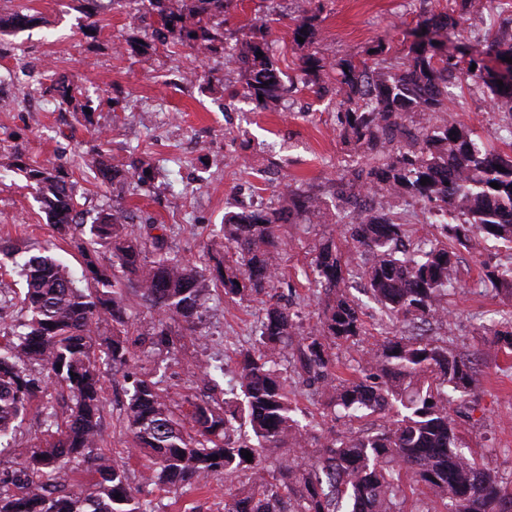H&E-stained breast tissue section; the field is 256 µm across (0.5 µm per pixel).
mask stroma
Wrapping results in <instances>:
<instances>
[{"mask_svg":"<svg viewBox=\"0 0 512 512\" xmlns=\"http://www.w3.org/2000/svg\"><path fill=\"white\" fill-rule=\"evenodd\" d=\"M89 0H0V13L20 10L32 23L0 31V288L12 289L15 301L0 309V336L23 321L19 299L20 265L43 251L55 233L27 187L22 172L3 163L14 152L24 161L46 164L69 157L72 184L85 222H92L118 201L110 185L100 183L77 157L94 144L81 115L61 112L50 94L30 97L33 82L50 86L51 74H63L82 86L97 126L104 128L108 153H148L159 160L156 182L128 197L139 215L172 226L171 244L185 259L204 264L208 249H221L225 213L246 208L260 190L285 193L309 190L325 198L324 226L285 224L287 287L280 293L301 313L303 328L317 320V300L298 270L309 262L322 232L339 233L344 211L337 191L356 160L339 136L336 73L326 70L316 96L293 87L277 106L243 97L245 75L232 60L245 27L262 24L270 55L284 80L295 79L302 54L292 39L298 19L311 17L316 35L311 51L326 61L348 54L365 55L377 44L399 47L420 33L424 17L447 11L448 0H233L224 23V44L216 49L181 45L175 35L151 55L131 52L129 41L144 39L156 14L137 19L129 6L99 13L88 29ZM240 97L228 98L225 85ZM457 121L474 129L490 148H501L506 123L489 94L466 95ZM512 250L490 240L479 252L459 249V281L448 297L450 315L434 324L456 350L477 358L480 408L460 418L463 447L482 467L512 480V369H502V355L488 331L500 313L512 310V292L485 287L488 271L504 263ZM260 301H238L222 291L209 292L199 329L206 354L230 357L235 346L258 329ZM129 383L108 376L102 426L104 446L139 481L142 459L128 455L129 435L123 404ZM224 478L210 477L177 494L145 488L156 512H224Z\"/></svg>","mask_w":512,"mask_h":512,"instance_id":"obj_1","label":"stroma"}]
</instances>
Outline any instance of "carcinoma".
<instances>
[{
	"label": "carcinoma",
	"mask_w": 512,
	"mask_h": 512,
	"mask_svg": "<svg viewBox=\"0 0 512 512\" xmlns=\"http://www.w3.org/2000/svg\"><path fill=\"white\" fill-rule=\"evenodd\" d=\"M151 2L156 33L176 31L187 44L210 48L218 34L209 20L231 0H181L176 13L168 0ZM250 32L236 64L248 73L249 95L274 102L286 91L282 72L263 27ZM461 33L449 14L430 19L427 31L399 50L391 72L355 54L331 64L315 53L300 57L301 83L316 94L317 73L328 64L336 69L340 136L362 160L344 191L352 210L340 236L325 235L313 249L305 277L318 288L320 311L305 333L298 311L272 291L288 278L280 225L299 216L321 225L318 195L290 191L275 206L225 214L224 253L200 267L169 251L163 225L157 235H135L134 214L121 204L85 225L65 163L18 166L57 234L81 232L90 277L78 287L50 255L22 264L28 319L0 343V444L31 413L44 431L0 478V512H154L142 485L176 493L214 474L229 481L224 512H512V489L466 455L451 416V394L469 397L477 387L474 358L429 334L448 318L441 300L458 282L457 249L489 238L512 244V152L485 149L451 116L456 107L448 97V86L462 81L469 90L486 88L512 118V64L504 61L512 58V37L487 40L502 62L494 70L479 55L464 61L444 51L448 37ZM49 92L93 124L68 77L52 79ZM81 163L121 190L154 171L144 157L101 152ZM419 201L454 223L435 234L432 224H409L395 211ZM105 244L112 246L109 270L98 264ZM354 278L366 281L389 327L361 351L355 368L333 353L365 334L362 307L345 291ZM212 288L240 300L268 297L258 336L234 350L240 392L172 399L156 378L158 363L134 377L125 407L128 449L146 460L134 486L103 448L104 378L129 368L139 351L173 355L182 340H198ZM132 296L152 314L144 332L130 319ZM103 323L112 335L101 336ZM501 324L506 330L493 332L492 342L511 358L512 311ZM188 369L205 387L219 388L224 377V365L203 359ZM295 377L327 395L324 410L345 419L346 431L314 435L312 413L291 398ZM392 410L389 422L369 423ZM265 451L282 452L272 470L259 461ZM310 455L309 468L295 465ZM80 467L92 473L90 483L74 481ZM417 487L420 496L407 511Z\"/></svg>",
	"instance_id": "obj_1"
}]
</instances>
